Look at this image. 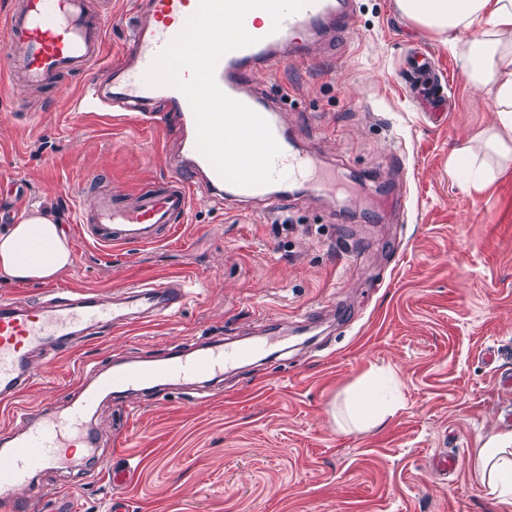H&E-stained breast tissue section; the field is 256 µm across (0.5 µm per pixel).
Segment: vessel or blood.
I'll return each instance as SVG.
<instances>
[{
	"label": "vessel or blood",
	"instance_id": "obj_1",
	"mask_svg": "<svg viewBox=\"0 0 512 512\" xmlns=\"http://www.w3.org/2000/svg\"><path fill=\"white\" fill-rule=\"evenodd\" d=\"M199 0H141L147 15L134 35L126 63L117 69L115 90L99 84L93 69L103 49L105 22L87 14L84 0H12L0 38L21 44L20 56H0V72L40 87L57 86L63 76H81L94 102L123 118L154 124L157 106H164V129L175 135L178 155L165 182L139 188L133 198L104 188L98 178L85 185L94 195L89 211L80 212L82 237L104 249H124L167 241L187 216L195 192L224 195L228 208L245 212L260 203L269 214L280 211L289 183L311 179L315 162L288 134L281 108L269 101L254 82L256 73L277 69L288 59L306 56L321 31L343 36L355 16L357 0H313L287 17L280 28L260 22L256 12L245 18L254 45L225 54L216 68V81L230 97L251 107L271 126L281 152L274 161L277 181L260 187L226 186L196 149V122L186 97L170 87H151L144 74L156 54L185 26ZM182 281H132L125 291L104 302L86 294L52 288L44 302L31 305L0 298V405L26 420L23 432L6 433L9 445L0 450V512H39L36 498L19 497L34 474L69 467L78 448L94 447L96 435L87 419L99 401H124L139 389L187 376L220 377L224 346L215 342L192 355L183 347L169 350L163 362L132 363L112 369L90 367L77 380L65 414L50 401L19 408L15 402L34 377L31 355L48 341L76 344L78 339L111 332L119 322L174 314L186 296Z\"/></svg>",
	"mask_w": 512,
	"mask_h": 512
}]
</instances>
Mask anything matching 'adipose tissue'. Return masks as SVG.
<instances>
[{
	"label": "adipose tissue",
	"instance_id": "1",
	"mask_svg": "<svg viewBox=\"0 0 512 512\" xmlns=\"http://www.w3.org/2000/svg\"><path fill=\"white\" fill-rule=\"evenodd\" d=\"M395 4L408 20L446 37L469 85L492 100L499 122L478 135L487 156L477 154L468 143L454 152L458 167L465 171L466 186L483 190L491 171L488 156L512 162V0H395ZM72 263L61 225L41 204L32 205L0 232V279L48 282ZM393 413L375 373L357 385L348 403L350 418L362 425H380ZM476 471L487 493L512 512V432L479 449Z\"/></svg>",
	"mask_w": 512,
	"mask_h": 512
}]
</instances>
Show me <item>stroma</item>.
<instances>
[{"label":"stroma","mask_w":512,"mask_h":512,"mask_svg":"<svg viewBox=\"0 0 512 512\" xmlns=\"http://www.w3.org/2000/svg\"><path fill=\"white\" fill-rule=\"evenodd\" d=\"M106 23L99 80L132 43L143 20L135 0H88ZM428 50L451 100L431 119L401 78L416 49ZM282 117L320 165L351 172L333 197L289 193L281 212L234 214L196 196L186 223L161 245L105 255L82 240L76 217L92 198L88 177L132 193L161 182L176 151L162 129L76 108L80 79L35 93L0 83V215L34 203L61 220L73 264L54 285L108 300L140 279L185 280L193 288L172 317L136 321L62 353L26 405L64 407L82 365L151 360L178 343H259L255 356L224 369L221 386L138 392L127 410L102 402L92 417L100 440L73 467L35 475L27 495L45 512L80 478L72 512H499L476 479L477 451L512 430V168L482 191L452 170V152L492 127L487 94L474 92L440 37L407 20L395 0H359L355 20L332 52L312 48L279 73H260ZM406 156L397 188L406 218L359 177L383 170L387 152ZM359 257L347 258L350 250ZM392 377L398 409L367 431L332 418L364 377ZM455 459L444 474L439 458ZM126 474L114 485L90 459Z\"/></svg>","instance_id":"stroma-1"}]
</instances>
